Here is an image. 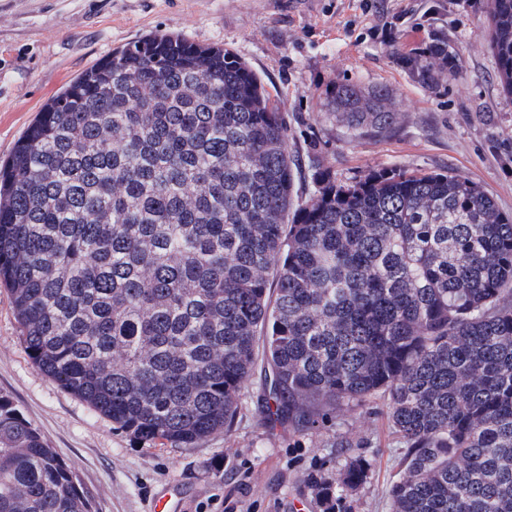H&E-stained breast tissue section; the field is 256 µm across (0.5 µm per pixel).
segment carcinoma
I'll use <instances>...</instances> for the list:
<instances>
[{"label":"carcinoma","instance_id":"obj_1","mask_svg":"<svg viewBox=\"0 0 512 512\" xmlns=\"http://www.w3.org/2000/svg\"><path fill=\"white\" fill-rule=\"evenodd\" d=\"M512 95V0H484ZM453 74L443 40L432 60ZM360 136L391 91L329 89ZM0 284L35 367L135 436L229 430L256 361L264 418L298 435L381 396L405 444L393 512H512V217L471 179L305 163L232 51L153 34L82 72L0 165ZM359 458L309 481L324 512ZM0 512H92L0 393Z\"/></svg>","mask_w":512,"mask_h":512}]
</instances>
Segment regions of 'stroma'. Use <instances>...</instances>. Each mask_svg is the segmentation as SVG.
I'll return each mask as SVG.
<instances>
[{"label":"stroma","mask_w":512,"mask_h":512,"mask_svg":"<svg viewBox=\"0 0 512 512\" xmlns=\"http://www.w3.org/2000/svg\"><path fill=\"white\" fill-rule=\"evenodd\" d=\"M475 0H0V161L44 106L85 69L138 38L170 33L221 46L279 91L288 145L340 181L380 169L455 172L512 216V95L497 77ZM443 40L455 77L424 85L416 57ZM387 86L395 126L350 137L328 107L332 83ZM259 376L229 432L189 448L133 437L29 359L9 290L0 287V392L70 465L94 512H323L310 478L333 479L359 446L369 478L346 512H392L386 496L405 453L382 400L338 410L334 433L298 437L266 423Z\"/></svg>","instance_id":"obj_1"}]
</instances>
